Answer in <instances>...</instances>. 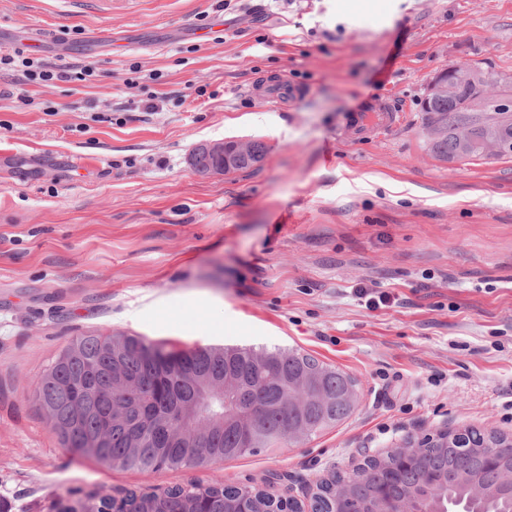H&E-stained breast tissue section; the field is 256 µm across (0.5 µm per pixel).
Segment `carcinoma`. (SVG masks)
I'll list each match as a JSON object with an SVG mask.
<instances>
[{
    "label": "carcinoma",
    "instance_id": "carcinoma-1",
    "mask_svg": "<svg viewBox=\"0 0 512 512\" xmlns=\"http://www.w3.org/2000/svg\"><path fill=\"white\" fill-rule=\"evenodd\" d=\"M471 81L449 79L422 101L433 130L430 151L445 160L485 157L494 137L512 144V100L487 94L472 115ZM357 382L307 352L275 347H195L171 350L163 342L127 334L78 337L35 383L36 399L63 446L112 468L156 472L206 467L217 461L268 452L288 430L311 436L347 419L357 407ZM475 447L462 453L444 434L440 444L415 456V471L398 482L386 479L369 459L355 478L335 475L311 503L314 512L340 509V490L366 507L386 489L416 492L445 512H512V500L493 495L473 502L470 479L497 487L484 465L503 434L465 429ZM235 486L190 489L169 486L149 493L128 491L118 501L97 502V512L150 507L156 512H234Z\"/></svg>",
    "mask_w": 512,
    "mask_h": 512
}]
</instances>
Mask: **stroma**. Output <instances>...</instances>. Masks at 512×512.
<instances>
[{"mask_svg":"<svg viewBox=\"0 0 512 512\" xmlns=\"http://www.w3.org/2000/svg\"><path fill=\"white\" fill-rule=\"evenodd\" d=\"M0 0V45L84 59L89 83L0 73V507L59 512L124 490L233 485L308 501L317 483L412 434H512V157L426 146L420 102L458 61L510 77L512 0ZM69 31L67 43L54 34ZM305 85L271 106L264 75ZM204 96H197V87ZM30 98L24 106L19 95ZM387 98L385 138L344 141ZM155 110H146L147 101ZM41 101L57 110H38ZM132 109L124 123L103 114ZM258 142L254 167L202 176V143ZM80 153L95 166L67 167ZM359 288L389 292L371 311ZM174 349L284 346L358 382L338 426L207 468L112 470L64 447L35 380L77 336ZM403 110L383 100H371L365 108L347 114L342 134L355 139L380 137L399 127Z\"/></svg>","mask_w":512,"mask_h":512,"instance_id":"35a3bbf8","label":"stroma"}]
</instances>
